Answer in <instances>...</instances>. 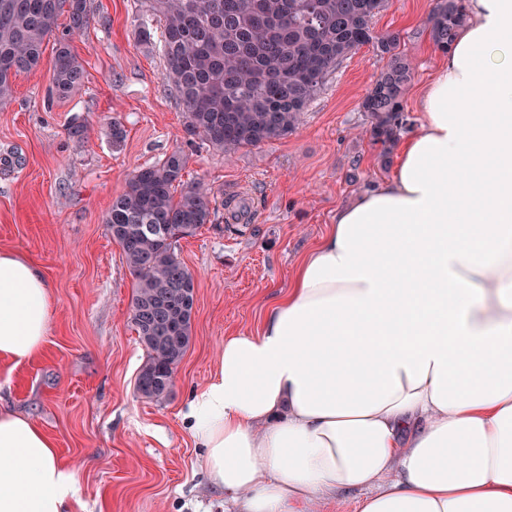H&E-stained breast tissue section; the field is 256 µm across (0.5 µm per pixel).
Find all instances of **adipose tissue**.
<instances>
[{
  "instance_id": "adipose-tissue-1",
  "label": "adipose tissue",
  "mask_w": 512,
  "mask_h": 512,
  "mask_svg": "<svg viewBox=\"0 0 512 512\" xmlns=\"http://www.w3.org/2000/svg\"><path fill=\"white\" fill-rule=\"evenodd\" d=\"M389 180L338 208L188 417L237 512H512V0H467ZM50 286L0 251V361L43 349ZM77 468L0 408V512H72Z\"/></svg>"
}]
</instances>
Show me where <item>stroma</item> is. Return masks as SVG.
Wrapping results in <instances>:
<instances>
[{
    "instance_id": "1",
    "label": "stroma",
    "mask_w": 512,
    "mask_h": 512,
    "mask_svg": "<svg viewBox=\"0 0 512 512\" xmlns=\"http://www.w3.org/2000/svg\"><path fill=\"white\" fill-rule=\"evenodd\" d=\"M435 5L390 0L373 19L375 32L399 33L413 62L404 102L413 131L418 94L442 60L427 23ZM140 16L139 0H91V21L71 40L85 69L82 92L49 99L48 49L0 104V249L37 263L53 296L41 354L0 364V405L35 420L59 459L77 466L84 512H224V491L208 477L183 414L225 337L257 331L337 208L392 177L360 110L386 61L360 47L329 75L295 132L227 154L186 134L160 37L137 40ZM116 122L125 131L118 143ZM177 149L187 157L185 182L244 198L247 226L226 231L220 209L177 242L194 275L191 343L169 394L152 400L135 392L146 352L130 318L134 279L104 217L132 174Z\"/></svg>"
}]
</instances>
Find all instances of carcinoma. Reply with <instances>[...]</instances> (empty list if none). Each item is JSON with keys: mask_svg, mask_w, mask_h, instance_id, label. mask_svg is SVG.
I'll return each instance as SVG.
<instances>
[{"mask_svg": "<svg viewBox=\"0 0 512 512\" xmlns=\"http://www.w3.org/2000/svg\"><path fill=\"white\" fill-rule=\"evenodd\" d=\"M388 0H141L142 15L159 20L165 79L186 114L185 131L224 152L255 147L294 132L301 113L352 51L370 44L386 68L360 103L372 145L388 159L407 126L404 95L412 63L399 52L400 34L376 33L372 21ZM68 34L90 21V0H0V103L18 76L35 70L63 8ZM465 0H437L429 18L435 48L446 53L466 23ZM84 69L69 44L55 43L53 93L78 95ZM186 157L174 151L128 180L104 223L120 246L135 287L131 319L152 380L147 398L166 396L167 379L191 341L194 276L178 259L179 239L211 222L218 201L201 182L181 186Z\"/></svg>", "mask_w": 512, "mask_h": 512, "instance_id": "1", "label": "carcinoma"}]
</instances>
